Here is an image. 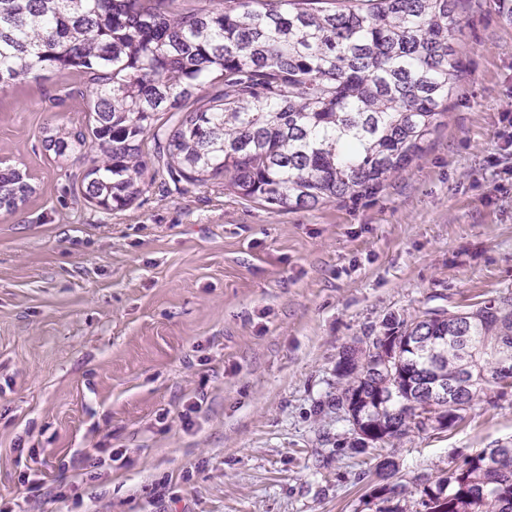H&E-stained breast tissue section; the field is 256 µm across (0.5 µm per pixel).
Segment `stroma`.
Segmentation results:
<instances>
[{"label": "stroma", "mask_w": 512, "mask_h": 512, "mask_svg": "<svg viewBox=\"0 0 512 512\" xmlns=\"http://www.w3.org/2000/svg\"><path fill=\"white\" fill-rule=\"evenodd\" d=\"M458 89L375 194L276 211L214 183L86 201V74L0 90V155L34 193L0 209V505L12 512H369L392 453L419 482L512 444V393L359 453L330 412L343 347L388 317L512 293V0H459ZM198 404L191 426L179 414ZM43 142L47 151H53L56 156L64 157L85 147L86 136L81 131L74 133L66 128L56 126L46 130Z\"/></svg>", "instance_id": "1"}]
</instances>
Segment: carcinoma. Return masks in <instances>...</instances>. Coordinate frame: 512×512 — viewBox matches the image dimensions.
<instances>
[{
	"instance_id": "1",
	"label": "carcinoma",
	"mask_w": 512,
	"mask_h": 512,
	"mask_svg": "<svg viewBox=\"0 0 512 512\" xmlns=\"http://www.w3.org/2000/svg\"><path fill=\"white\" fill-rule=\"evenodd\" d=\"M458 0H0V88L34 72L93 77L83 196L130 207L149 181L207 185L272 210L373 193L426 151L459 81ZM170 113L171 124H157ZM82 132L46 130L64 157ZM152 152L145 151L146 140ZM34 187L0 171V208ZM398 359L385 360L387 347ZM512 366V297L454 316H391L336 359L329 408L353 448L452 427ZM398 463L378 465L366 505L407 512ZM421 512H512V447L478 451L421 482Z\"/></svg>"
}]
</instances>
